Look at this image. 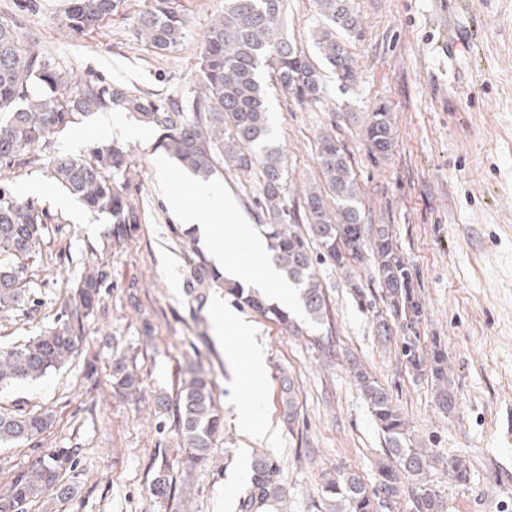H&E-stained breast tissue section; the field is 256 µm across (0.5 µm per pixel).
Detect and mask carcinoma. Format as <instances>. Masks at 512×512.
<instances>
[{
  "mask_svg": "<svg viewBox=\"0 0 512 512\" xmlns=\"http://www.w3.org/2000/svg\"><path fill=\"white\" fill-rule=\"evenodd\" d=\"M121 0H71L63 26L78 35L116 11ZM286 0H224V11L212 23L203 42L196 75L195 94L183 103L162 104L138 91L108 82L79 83L57 66L30 38L19 33L11 20L0 17V165L20 159L38 162L35 151L49 145L56 131L100 111L120 107L139 121L160 131L159 147L180 166L209 179L228 168L243 175L259 173V205L270 218L263 225L271 259L298 290L307 324L316 328L327 320L324 290L316 278L315 264L331 262L339 269L347 262L364 259L365 247L375 258V275L393 323L377 317V330L387 337L390 325L400 329L394 343L399 359L435 387L439 409L452 413L457 397L448 380V353L433 340L427 349L413 328L424 310L415 296L413 275L398 253L387 224H367L359 200L352 165L337 146L336 138L324 135L318 144V163L326 188L305 193L304 219L309 236L297 228L294 212L288 209V170L283 153L268 144L270 124L266 86L260 74L299 102L317 103L324 98L322 70L303 48L284 33ZM321 27L313 41L317 54L340 85L349 86L355 70L346 42L358 27L354 0H315ZM185 19L170 10L167 0H144L133 22V37L146 48L160 53L176 47L183 38ZM369 151L385 156L394 140L390 112L380 107L366 124ZM131 166L130 153L122 145L99 144L88 156H56L49 161L50 178L92 212L105 213L109 236L118 241L126 225L139 223L137 208L128 194L125 174ZM57 221L37 201L19 197L7 181L0 179V307L25 303L19 283L26 278L27 260L38 255L47 225ZM345 249H340L338 240ZM320 248L312 252L309 241ZM200 285L215 282L234 300L279 324L288 334L301 335L308 327L277 307L265 304L254 292L211 271L200 260L194 269ZM107 272L94 265L75 287V307L56 313L52 326L18 345L0 349V390L21 381H36L66 365L78 347L82 319L94 314L103 300ZM345 366L378 424L386 444L378 459L377 482L367 488L354 470L335 469L322 474L317 512H395L393 505L408 492L414 512H444L445 506L430 479L431 451L418 448L408 422L384 388L357 360L348 356ZM112 391L122 397L139 396L142 380L136 366L126 357L112 358ZM215 384L202 370L191 373L182 388L176 420L185 456L183 483L193 471L213 456L224 428L214 404ZM48 413L0 412V444L33 443L51 426ZM76 448L34 449L28 464L4 489H0V512H30L46 497L59 503L77 494L72 481L77 468ZM448 476L464 482L469 462L451 456L445 462ZM157 499L173 495L172 480L160 464L150 483ZM286 497L280 467L274 457L261 454L251 463L247 495L240 512H264L277 507Z\"/></svg>",
  "mask_w": 512,
  "mask_h": 512,
  "instance_id": "1",
  "label": "carcinoma"
}]
</instances>
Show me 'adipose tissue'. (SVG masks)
<instances>
[{
    "mask_svg": "<svg viewBox=\"0 0 512 512\" xmlns=\"http://www.w3.org/2000/svg\"><path fill=\"white\" fill-rule=\"evenodd\" d=\"M168 205L179 223L197 231L204 243H211L214 238L212 228L205 221L209 215L223 223L224 235L243 237L250 257L249 267L257 268L259 271L257 286L267 289L271 301L278 304L289 303L291 287L272 262L265 238L260 234L245 231L242 224L243 216L231 196L199 186L194 189L192 196H170ZM228 324L234 326L239 347L247 353V364L241 379L246 384H257L264 372L265 359L260 350L253 345L255 327L235 310L218 309L214 320L215 335L223 336L224 327Z\"/></svg>",
    "mask_w": 512,
    "mask_h": 512,
    "instance_id": "adipose-tissue-1",
    "label": "adipose tissue"
}]
</instances>
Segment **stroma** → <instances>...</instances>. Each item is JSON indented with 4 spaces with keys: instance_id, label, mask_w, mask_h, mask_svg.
<instances>
[{
    "instance_id": "1",
    "label": "stroma",
    "mask_w": 512,
    "mask_h": 512,
    "mask_svg": "<svg viewBox=\"0 0 512 512\" xmlns=\"http://www.w3.org/2000/svg\"><path fill=\"white\" fill-rule=\"evenodd\" d=\"M18 0H0V16L13 17L59 67L79 81L106 80L162 102L183 101L195 86L205 35L224 0H169L186 19L181 42L157 54L131 35L144 0H122L117 11L80 35L62 26L68 0H36L21 12ZM356 34L348 49L352 86L325 73L321 102L300 103L269 88L270 143L288 166V206L302 213L303 198L322 185L317 161L322 134L336 137L352 164L361 207L372 224L389 225L411 269L424 315L416 327L422 344L440 339L448 352L458 403L453 414L435 407L429 380L397 356L394 342L377 335V303L367 311L348 287L357 281L380 287L373 256L340 273L316 265L329 319L311 336H289L249 308L265 355L263 383L236 382L227 349L233 328L213 334L219 289L189 285L199 244L164 200L199 184V177L165 156L158 133L115 107L111 140L128 148L129 194L141 219L121 241L108 236L104 215L78 201L56 206L63 191L48 176L47 160L86 157L97 145L103 113L51 136L39 165L0 166L16 193L35 197L59 221L50 225L41 251L28 266L24 289L30 304L0 312V347L38 334L68 304L71 288L90 265L102 266L112 284L94 316L82 322L75 356L59 371L0 391V410L49 412L46 448L79 447L77 497L36 504L32 512H239L249 487L253 451L282 465L288 496L280 512H316L321 474L356 470L367 486L385 446L355 381L343 365L355 355L388 388L404 414L416 447L436 463L431 477L447 512H512V0H355ZM319 21L314 0H286L284 30L305 50ZM387 107L394 125L388 155H370L365 126L371 112ZM140 127L127 137L124 127ZM166 159L165 172L156 162ZM209 185L232 196L247 226L268 218L257 204V177L231 170ZM136 362L141 396L115 397L112 358ZM201 369L215 381L214 401L224 431L209 462L198 468L188 494L174 500L151 496V465L164 455L173 480L185 454L174 405L188 372ZM295 385V407L281 398L283 378ZM165 397L158 405L157 397ZM254 401L269 425L266 440L247 437L235 422L242 400ZM460 456L470 463L457 483L440 465Z\"/></svg>"
}]
</instances>
